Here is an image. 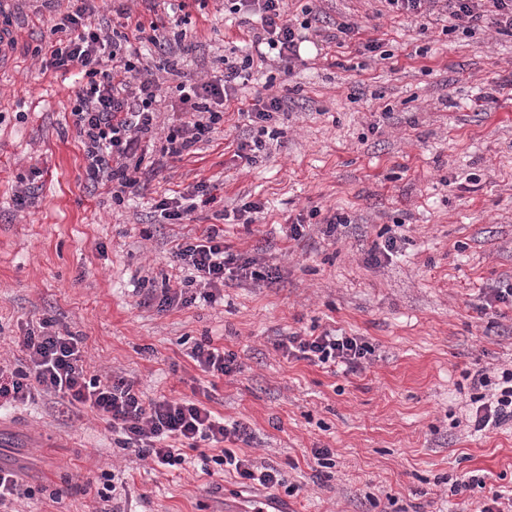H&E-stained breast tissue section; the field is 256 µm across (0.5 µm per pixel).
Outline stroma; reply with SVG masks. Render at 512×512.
Returning <instances> with one entry per match:
<instances>
[{
	"label": "stroma",
	"instance_id": "1",
	"mask_svg": "<svg viewBox=\"0 0 512 512\" xmlns=\"http://www.w3.org/2000/svg\"><path fill=\"white\" fill-rule=\"evenodd\" d=\"M36 7L14 0V55L0 69V363L20 366V336L51 321L80 338L89 374L134 380L150 399L207 391L213 410L248 428L233 451L287 485H244L216 464L203 473L211 448L155 466L119 448L96 411L41 393L0 407V466L27 489L0 512H251L262 500L270 512H474L488 488L512 487V422H468L512 369V303L484 305L512 283V33L465 36L444 13L420 26L383 0H322L325 21L292 74L254 65L223 123L181 158L143 139L155 173L118 205L108 187H89L74 78L35 56L56 22ZM160 17L183 36L182 70L206 81L221 57L248 51L256 25L224 0ZM347 19L388 59L327 41ZM266 84L284 101L280 135L249 165L235 155L250 132L239 108ZM30 175L35 195L16 208L18 179ZM201 181L210 204L159 217V200ZM250 201L263 205L255 223L225 220ZM335 214L343 225L324 235ZM212 225L257 267H276L278 282L229 279L212 303L146 305L187 275L173 241ZM390 237L398 253L369 263L372 242ZM334 329L372 345L362 369L275 347ZM200 343L235 355L237 371L203 373L186 356ZM479 370L489 386L475 384ZM316 448L331 449L330 466L314 462ZM467 473L484 488L452 493ZM105 483L116 490L103 500Z\"/></svg>",
	"mask_w": 512,
	"mask_h": 512
}]
</instances>
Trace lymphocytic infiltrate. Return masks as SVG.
Here are the masks:
<instances>
[{"label": "lymphocytic infiltrate", "instance_id": "lymphocytic-infiltrate-1", "mask_svg": "<svg viewBox=\"0 0 512 512\" xmlns=\"http://www.w3.org/2000/svg\"><path fill=\"white\" fill-rule=\"evenodd\" d=\"M389 12L414 18L438 10L453 19L454 30L471 35L484 27L512 30V0H384ZM233 13L258 16L261 29L253 33L251 50L241 59L224 63L219 79L199 81L182 71L160 31L158 21L132 18L124 5L113 11L122 23L110 26L93 0H74L52 31L56 40L41 45L46 65L56 71L76 72L78 88L72 100L77 135L84 148L86 173L92 186L108 185L112 200L123 203L138 192L142 159L137 154L142 136L163 133L165 151L182 156L224 120V104L240 83L248 82L255 62H273L292 70L299 59L302 33L319 23L316 8L305 7L301 24H294L284 9V0H230ZM150 43L164 59L167 73L176 76L175 90L186 119L180 125L162 127V87L142 62L139 46ZM283 110L275 95L256 93L245 113L252 123L248 140L237 147L246 163L267 154L276 139L274 124ZM172 256L187 267L189 277L176 286H164L158 297L159 310L187 305L195 300L215 301L216 290L227 276L250 275L253 259L234 252L216 227L206 228L189 241L175 244ZM79 338L54 330L42 321L38 330L27 332L19 345L27 356L25 366L0 367V403H24L43 392L56 396L66 406L82 405L106 416L116 443L139 458L168 467L183 465L181 446L221 448L216 464L231 467L243 480L266 488L284 486L286 480L274 468H259L248 458L237 456L230 445L247 440L239 422L227 421L203 401L145 400L134 381L122 376L106 380L87 373ZM287 356L313 365H342L347 371L360 369L373 353L372 346L358 336L333 330L320 335L284 337L276 344ZM512 421V369L503 371L494 401L475 410L473 426L482 431Z\"/></svg>", "mask_w": 512, "mask_h": 512}]
</instances>
